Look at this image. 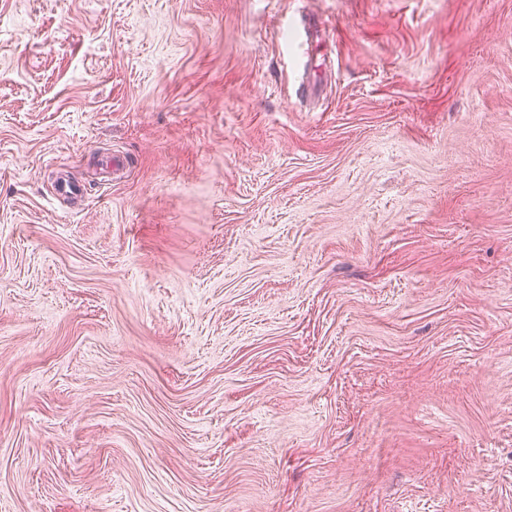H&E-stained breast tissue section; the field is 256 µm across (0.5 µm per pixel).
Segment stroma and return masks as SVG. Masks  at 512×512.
Returning a JSON list of instances; mask_svg holds the SVG:
<instances>
[{
    "label": "stroma",
    "mask_w": 512,
    "mask_h": 512,
    "mask_svg": "<svg viewBox=\"0 0 512 512\" xmlns=\"http://www.w3.org/2000/svg\"><path fill=\"white\" fill-rule=\"evenodd\" d=\"M0 512H512V0H0ZM308 20L309 16H301L299 22L296 23V36L294 37L293 44L298 48L307 46V51L305 52L307 60L302 62L305 78L300 85V93L305 98H312L319 94L321 81L317 80L316 73L312 74L313 67L319 66L313 65V59L309 53V47L311 45Z\"/></svg>",
    "instance_id": "1"
}]
</instances>
